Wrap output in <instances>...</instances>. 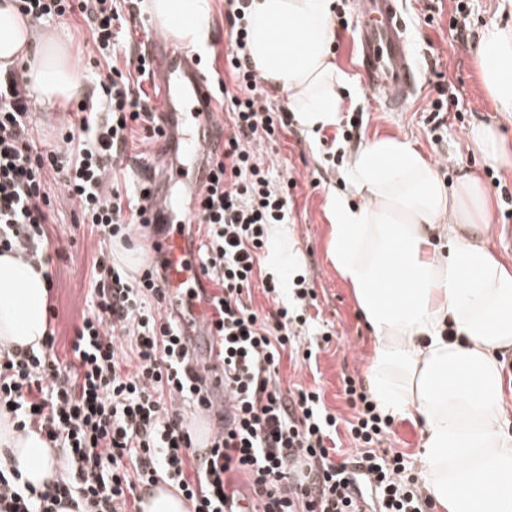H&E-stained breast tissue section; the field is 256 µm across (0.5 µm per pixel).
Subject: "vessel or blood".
Listing matches in <instances>:
<instances>
[{
  "label": "vessel or blood",
  "instance_id": "1",
  "mask_svg": "<svg viewBox=\"0 0 512 512\" xmlns=\"http://www.w3.org/2000/svg\"><path fill=\"white\" fill-rule=\"evenodd\" d=\"M361 24L357 34V56L371 91L384 98L388 111L402 109L416 88V75L409 62L406 22L398 0H357ZM154 74L168 102L163 113L169 139L185 141L193 169L189 189L199 195L209 181L206 153L220 137L214 112L213 88L186 50L175 49L168 38L158 35L147 44ZM154 213L163 215L169 231L158 245L166 261V302L176 311L182 335L191 349L212 347L214 337L208 321L203 278L198 262V244L187 231L195 209L183 214L170 213L160 182L149 184ZM211 387V398H224V375L219 367L194 361Z\"/></svg>",
  "mask_w": 512,
  "mask_h": 512
}]
</instances>
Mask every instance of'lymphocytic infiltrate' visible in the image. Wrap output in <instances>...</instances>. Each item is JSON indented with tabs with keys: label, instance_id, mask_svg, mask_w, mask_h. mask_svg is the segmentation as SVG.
Wrapping results in <instances>:
<instances>
[{
	"label": "lymphocytic infiltrate",
	"instance_id": "f902f5d3",
	"mask_svg": "<svg viewBox=\"0 0 512 512\" xmlns=\"http://www.w3.org/2000/svg\"><path fill=\"white\" fill-rule=\"evenodd\" d=\"M11 2L36 24L82 18L107 73L99 94L78 102L62 145L49 149L33 137L21 74L0 73V252L37 260L46 253L55 183L77 202L76 225L101 244L90 313L69 358L57 356L51 334L38 348L0 349V411L68 464L65 478L41 489L0 470V512H137L144 494L163 483L182 492L192 512H225L239 498L238 473L249 477L254 512H432L405 455L384 445L391 418L354 378L345 380L352 417L343 426L358 450L339 464L329 444L342 424L321 392L288 395L278 384L282 353L309 324L304 310L314 289L298 288L268 314L247 302L262 273L267 227L287 223L295 181L261 156L290 121L248 61L246 0H225L226 69L212 73L224 147L209 156L196 207L199 264L213 285L214 356L224 370V402L210 407L205 456L190 423L205 380L189 364L179 319L163 308L162 265L133 275L109 248L128 241L133 227L151 225L146 183L123 188L112 176L136 129L151 142L164 135L143 87L154 78L151 61L131 49L121 0Z\"/></svg>",
	"mask_w": 512,
	"mask_h": 512
}]
</instances>
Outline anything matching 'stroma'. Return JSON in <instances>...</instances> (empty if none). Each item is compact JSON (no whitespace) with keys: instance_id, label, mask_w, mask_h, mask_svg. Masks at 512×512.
Here are the masks:
<instances>
[{"instance_id":"1","label":"stroma","mask_w":512,"mask_h":512,"mask_svg":"<svg viewBox=\"0 0 512 512\" xmlns=\"http://www.w3.org/2000/svg\"><path fill=\"white\" fill-rule=\"evenodd\" d=\"M336 41L332 53L339 69L352 78L345 92V112H358L363 125L359 139L399 136L411 141L433 164L443 181L457 188L467 176L479 177L494 202L492 220L485 232L491 247L512 258V167L486 163L468 147L470 129L486 122L497 126L512 141V112L497 111L485 95L474 62V49L491 23L512 24V0H402L407 24L411 63L418 75L415 97L401 111H386L380 97L369 91L357 66L355 32L359 21L355 0H334ZM463 11L468 26L453 29L456 11ZM55 32L70 41L72 64L85 88H92L106 65L94 64L89 56L88 27L84 22L58 24ZM457 98V107L443 116L441 125L431 120V106L440 98ZM333 129L313 136L303 128L280 138L266 158L276 169L292 173L293 209L289 226L301 258V273L312 282L317 303L308 312L317 323L330 326L334 337L323 343L320 337L304 335L302 348L317 352L312 362H294L282 357L277 367L283 389L317 388L326 407L340 417H350L343 380L351 376L365 380L376 339L363 319L352 289L340 278L327 255L329 225L326 202L330 194L343 190V164L328 158L323 139ZM55 222L49 225V271L53 287L49 302L56 309L51 326L56 331V351L67 357L76 326L89 313L92 260L99 239L76 229L73 219L77 204L61 189H53ZM388 445L407 455L414 469L422 467L420 424L395 416Z\"/></svg>"}]
</instances>
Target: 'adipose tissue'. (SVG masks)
<instances>
[{
	"instance_id": "ef3b65f1",
	"label": "adipose tissue",
	"mask_w": 512,
	"mask_h": 512,
	"mask_svg": "<svg viewBox=\"0 0 512 512\" xmlns=\"http://www.w3.org/2000/svg\"><path fill=\"white\" fill-rule=\"evenodd\" d=\"M158 26L183 44H205L210 0H151ZM333 0H249L247 56L285 92L310 132L340 121L350 79L331 55ZM482 87L512 112V26L493 24L475 49ZM21 67L35 101L78 98L82 82L58 36L35 37L0 2V71ZM474 152L512 165V145L481 123ZM349 191L331 195L327 254L353 290L377 346L368 367L379 409L421 423L423 476L444 512H512V432L500 404L497 352L512 349V262L483 238L492 199L478 177L449 189L407 139L375 136L350 156ZM267 267L281 282L298 275L291 229L269 228ZM48 282L40 263L0 253V346L38 347L47 333ZM454 329L448 339L446 329ZM0 468L39 488L59 475L56 449L18 435L0 416Z\"/></svg>"
}]
</instances>
